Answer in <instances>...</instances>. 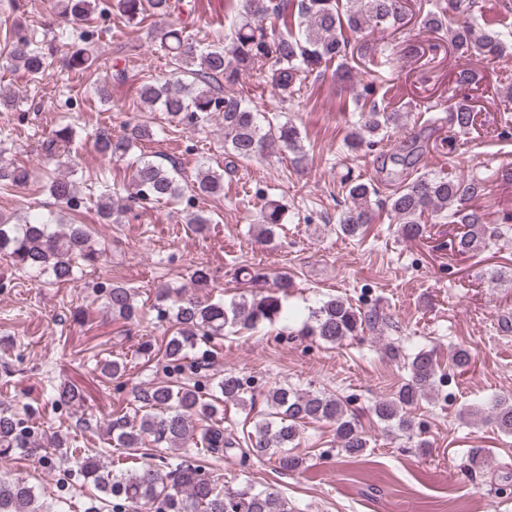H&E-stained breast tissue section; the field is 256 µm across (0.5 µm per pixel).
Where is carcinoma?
I'll use <instances>...</instances> for the list:
<instances>
[{
	"label": "carcinoma",
	"mask_w": 512,
	"mask_h": 512,
	"mask_svg": "<svg viewBox=\"0 0 512 512\" xmlns=\"http://www.w3.org/2000/svg\"><path fill=\"white\" fill-rule=\"evenodd\" d=\"M236 2L237 11L225 43H193L182 26L172 25L160 32V48L169 57L172 77L164 82H144L140 99L178 122H204L214 112L221 114L224 153L244 162L263 158L275 148L301 159L302 133L290 121L268 117L253 107L251 100L223 91L224 86L234 85L242 75L259 70L266 73L272 88L291 97L307 74L332 62L336 63V79L345 81L351 74L349 61L371 62L377 53V43L362 39L365 31L376 27L399 28L406 19L405 0H297L290 13L279 0ZM55 7L59 16L86 24L98 12L100 0H55ZM476 7L477 0H446V5L426 12L423 25L435 32L448 31V46L460 57L475 50L492 62L511 60L512 26L500 25L494 18L477 22ZM112 8L126 24L134 26L151 18L192 13L188 0H113ZM349 32L356 40L349 39ZM83 39L84 45L66 58V67L82 74L90 72L97 62L92 34L84 32ZM50 55L51 49L27 37L22 28H15L6 56L12 67L35 79L44 74ZM453 82L448 105L440 108L435 103L428 110L438 107L448 113V132L465 134L475 122L469 92L479 87L480 77L464 68L454 74ZM355 111L358 120L346 143L352 153L382 143L389 133L408 124L407 113L390 110L379 102L372 83L363 85ZM74 135L71 125L59 126L43 145L44 151L50 156H61ZM154 135L147 123H129L119 136L99 134L95 146L103 157L122 161ZM177 175L174 167L166 169L145 156L139 157L135 160L129 196L141 202L176 199L183 194ZM343 185L349 205L340 213L336 228L345 236L355 237L373 220L370 197L375 189L353 177L344 180ZM484 190L485 179L476 174L461 177L452 173H424L402 179L389 195L388 205L405 238L423 237L425 218H445L464 226L456 240V251L475 255L483 252L492 238L509 232L507 227L489 226L487 214L470 205ZM48 192L55 201L68 207L77 202L73 181L66 176L50 179ZM190 192L191 211L186 213L185 220L202 234L212 224V216L196 207V201L223 193L224 174L200 165ZM97 211L101 223L118 224L127 209L115 205L104 194L97 202ZM284 214L285 207L277 200L270 199L261 205L257 217L260 241L271 242L276 238ZM0 253L11 258L18 269L48 275L57 283L74 280L81 266L100 257L85 225H66L54 218L51 211L20 215L12 222L0 219ZM293 286L292 278L283 272L275 276L272 287L228 305L222 299L201 301L184 293L173 298L170 289H160L157 299H170L173 306L170 310L158 309L159 315L165 317L172 310L179 325L178 335L167 340L163 348L166 370L183 375L186 350L199 341L224 335L226 328L254 331L274 324L283 312L282 298ZM104 299L112 317L126 321L136 318L137 307L129 288L113 284L106 289ZM378 322L377 310L363 312L336 295L310 310L300 333L333 345ZM407 373V379L396 392L374 402L371 411L387 433L411 438L417 428L413 410L427 399L441 378L436 354L419 349L408 358ZM216 386L226 403L244 405L254 401L252 386L232 371L224 373ZM79 400L81 395L74 387L53 390V401L58 405ZM265 404L267 413L254 423L253 430L239 438L216 417L217 409L211 401L203 398L201 381L155 384L136 396L134 413L140 414L139 422L132 424L123 417L112 422L113 441L115 447L130 451L150 445L161 453L162 461L166 459L163 451L183 448L191 441L198 446V454L205 457L222 456L236 449L242 458L272 459L279 470L294 472L303 463V458L293 453L301 431L310 423L325 421L334 426L337 452L349 459H358L367 452L369 440L358 423L357 413L334 394L278 385L265 393ZM486 406L498 431L512 435V398L494 397ZM62 445L57 436H34L13 413L0 410L1 460L18 451L35 456L44 448ZM80 470L85 479L109 497L105 506L112 507L114 512H122L125 507L135 512H290L288 501L278 490H258L248 483L230 487L219 483L204 466L185 459L168 471L151 462L116 471L86 456L81 459ZM0 512L55 510L39 499L34 487L18 479L7 484L0 482Z\"/></svg>",
	"instance_id": "1"
}]
</instances>
